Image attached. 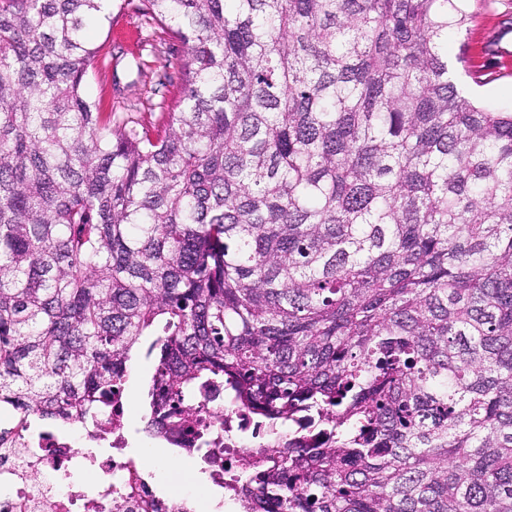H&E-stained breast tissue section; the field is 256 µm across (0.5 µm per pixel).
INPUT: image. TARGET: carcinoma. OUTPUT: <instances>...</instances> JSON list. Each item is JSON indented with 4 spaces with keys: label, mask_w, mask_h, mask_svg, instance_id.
<instances>
[{
    "label": "carcinoma",
    "mask_w": 512,
    "mask_h": 512,
    "mask_svg": "<svg viewBox=\"0 0 512 512\" xmlns=\"http://www.w3.org/2000/svg\"><path fill=\"white\" fill-rule=\"evenodd\" d=\"M111 0H0V404L84 423L153 363L286 453L243 512H512V112L448 69L467 0H141L148 126L84 94ZM150 336L152 340L145 341Z\"/></svg>",
    "instance_id": "obj_1"
}]
</instances>
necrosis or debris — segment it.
Wrapping results in <instances>:
<instances>
[{
	"mask_svg": "<svg viewBox=\"0 0 512 512\" xmlns=\"http://www.w3.org/2000/svg\"><path fill=\"white\" fill-rule=\"evenodd\" d=\"M214 433L198 456L200 469L233 501L239 460L264 462L269 444L258 421L241 410L225 414ZM127 448L118 430L107 450L96 452L75 447L61 430L31 440L14 425L0 427V512H197L198 501L159 493L146 464Z\"/></svg>",
	"mask_w": 512,
	"mask_h": 512,
	"instance_id": "1",
	"label": "necrosis or debris"
}]
</instances>
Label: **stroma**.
Listing matches in <instances>:
<instances>
[{"instance_id": "stroma-1", "label": "stroma", "mask_w": 512, "mask_h": 512, "mask_svg": "<svg viewBox=\"0 0 512 512\" xmlns=\"http://www.w3.org/2000/svg\"><path fill=\"white\" fill-rule=\"evenodd\" d=\"M141 0L110 6L111 20L95 29L93 41L112 55L104 68L93 69L86 93L102 109L154 125L161 119V95L155 94L162 67L178 62L180 42L156 25L147 24ZM469 20L463 32L448 36V67L489 109L512 111V52L497 53L499 41L512 43V0H468ZM159 487L187 497L201 483L196 461L181 457L177 469L155 468Z\"/></svg>"}]
</instances>
